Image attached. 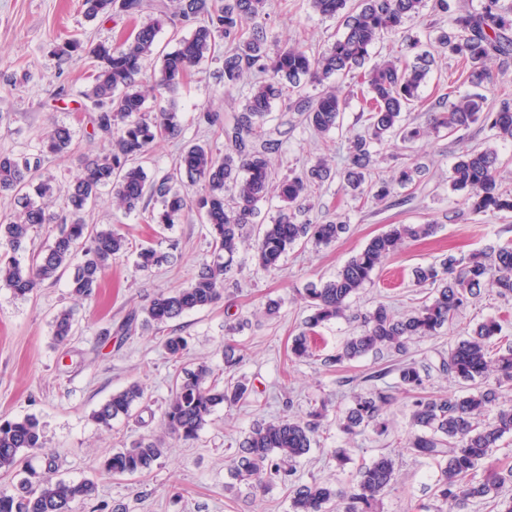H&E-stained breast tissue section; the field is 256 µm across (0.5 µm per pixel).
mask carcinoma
Instances as JSON below:
<instances>
[{
  "mask_svg": "<svg viewBox=\"0 0 512 512\" xmlns=\"http://www.w3.org/2000/svg\"><path fill=\"white\" fill-rule=\"evenodd\" d=\"M310 8L334 18L341 34L323 50L296 42L274 49L265 26L268 0H175L174 15L191 28L179 47L165 53L158 49L160 23H142L119 43L99 42L89 48L98 62L93 85L85 93L91 102L93 134L99 137L97 152L83 156L81 172L60 184L42 174L47 155L62 154L72 143V131L55 125L37 154H0V191L13 194L20 211L0 217V287L26 297L41 285L67 276L71 295L80 299L94 296L101 288V272L131 251L129 240L118 230L85 223L86 207L103 190L125 213L149 211V222L171 230L195 211L208 226L212 259L202 264L190 284L155 296L144 308L145 322L164 333L161 344L168 358L178 363L188 349L187 337L170 326L183 314L209 308L224 295V288L237 271L241 246L248 245L254 265L265 272L281 268L288 252L300 243L329 246L347 232V224L333 220L301 221L304 201L314 189L340 180L341 188L357 202L372 197L382 201L400 189L416 185L422 167L405 165L389 179L370 180L375 147L398 141L411 149L430 133L451 132L481 122L496 137L512 141V100L504 98L498 107L488 105L484 93L492 81L488 62L512 53V3L483 0L478 8L461 5L450 10L448 0H434L437 13H452L449 27H428L426 40L404 33L407 21L419 16L424 0H308ZM85 15L120 14L131 19L148 8L146 0H83ZM403 35L413 56L392 57L370 63L374 46L387 38ZM225 47L220 79L224 89L240 88L244 74L260 80L242 90L241 111L224 120L204 109L198 124L218 127L224 136V153L215 152L208 142H189L172 172L149 178L142 162L159 140L175 138L182 132L180 113L165 102L201 62ZM456 58L462 66L459 79L473 91L447 104L445 96L423 102L425 84L435 56L430 48ZM82 50L80 42L65 39L54 53L67 64ZM161 61V75L148 74L149 65ZM350 78L360 86L367 112L364 132L349 139L341 169L319 158L300 173L278 180L271 156L286 152L288 131L266 128L276 102L298 113L303 123L319 134L341 126L346 101L343 88L330 80ZM323 86L316 96L301 92L302 81ZM153 100L154 107L147 106ZM419 108L429 114L430 127L403 122L402 114ZM499 157L491 147L465 150L452 168L451 187L463 191L476 213L512 212V195L498 181ZM288 203L268 224H256L258 204L272 192ZM64 196L65 211L50 210V202ZM159 207H150V204ZM42 224L57 225L51 243L33 248L31 232ZM434 224H393L374 236L365 248L350 258L336 275L305 288L312 313L305 320L308 332L346 317L349 303L372 280L374 270L406 241H417L435 233ZM28 254V263L19 256ZM151 246L137 252L135 266L149 271L167 260ZM415 285L430 289V296L410 313L396 316L383 303L364 317L360 333L348 337L336 354L324 359L331 366L388 350L404 355L415 336H438L451 324L455 314L470 299L490 286L501 295L512 294V244L498 248L492 259L481 253L467 257L448 255L440 261L412 271ZM74 312L59 310L53 318L55 343L66 344L74 335ZM242 321L224 322V371L244 361L233 343ZM501 323L489 318L467 337L455 342L442 359L439 371L454 378L462 393L454 396H420L425 375L421 365L401 359L392 368L378 370L365 380H381L396 373L393 385L352 395L350 406L336 412V427L348 436L367 430L383 434L387 424L383 413L395 400V391L413 395L409 430L403 448L416 458L430 460L439 469L433 488L437 505L416 504L412 512H474V507L494 503V512H512V468L478 470L512 435V403L502 400V388L512 384V345L500 344ZM296 360L316 356L307 332L294 337L290 346ZM222 373L205 364L184 368L175 377L171 395L162 412L169 437L183 443L198 438L212 421L216 409L233 406L249 398L252 388L242 380L221 381ZM149 400L145 388L133 382L112 394L91 418L100 427L112 428V421L131 417L133 407ZM325 408H313L306 417L287 413L274 421L256 423L229 458L236 480L257 491L280 484L288 488L290 512H379L383 496L397 482L395 459L386 453L357 468L346 485L304 482L297 476L298 465L317 444L324 428ZM164 441L143 436L130 447L114 452L102 468L114 476H135L152 469L164 454ZM41 455L44 468L32 467L29 456ZM55 456L46 450L40 420L27 415L0 421V474L21 476L10 488L0 486V512H76L90 500L95 484L89 479L65 480L54 477Z\"/></svg>",
  "mask_w": 512,
  "mask_h": 512,
  "instance_id": "cac0c4a2",
  "label": "carcinoma"
}]
</instances>
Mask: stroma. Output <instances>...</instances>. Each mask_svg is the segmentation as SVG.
Wrapping results in <instances>:
<instances>
[{"instance_id": "obj_1", "label": "stroma", "mask_w": 512, "mask_h": 512, "mask_svg": "<svg viewBox=\"0 0 512 512\" xmlns=\"http://www.w3.org/2000/svg\"><path fill=\"white\" fill-rule=\"evenodd\" d=\"M268 11L266 28L272 44L300 40L323 48L336 37L335 21L313 12L307 0H270ZM132 28V22L122 16L87 20L81 0H0V154L36 152L48 129L57 123L68 124L74 130L70 153L50 157L43 173L61 183L71 181L79 172L80 158L95 149L89 114L84 110L85 94L93 83V61L85 57L76 64L59 66L53 44L60 36H72L87 45L112 41L128 35ZM218 66V61H204L173 93L182 132L150 151L144 162L148 176L159 177L172 170L188 142L205 140L223 148V137L196 121L204 108L227 117L242 108L240 92L224 91L216 82ZM267 126L288 133L287 153L273 162L283 176L324 155L334 166H342L347 139L363 131L364 121L358 102L349 101L341 129L323 137L279 103ZM475 145L497 150L501 187L512 192V141L497 139L489 127L476 123L466 130L430 135L413 152L392 142L378 147L372 179L390 177L411 162L425 166L426 174L413 186L410 200L396 196L383 203L361 204L344 196L336 182L312 192L307 199L308 218L315 221L338 215L348 224L347 233L335 243L296 246L275 273L257 270L248 250H241L236 282L225 288L223 300L185 314L177 325L189 338L186 361H204L220 369L224 366L226 315L247 317V325L234 336L247 358L234 376L252 385L254 393L247 402L218 408L196 441L168 449L150 473L136 477H112L101 463L140 436L163 435L161 412L176 372L175 363L159 344L158 333L139 314L157 294L190 283L200 264L211 258L210 237L197 214L161 235L149 226L146 213L123 214L113 208L109 195H102L85 211L86 223L114 225L133 246H154L171 253L172 260L146 273L137 270L133 257H126L105 270L95 297L78 303L71 302L64 278L45 284L26 299L0 288V418L37 416L48 448L57 455L56 477L95 483L93 503L80 506L78 512H92L97 501L121 506L124 512H289L287 488L276 485L252 494L231 476L225 456L258 420L279 417L284 411L301 416L323 402L332 413L345 409L354 391L370 390L366 375L396 361L395 354L386 351L337 368L317 360L290 363L288 348L303 331L310 313L303 298L306 285L334 277L389 225L430 223L437 227L432 237L404 243L373 272L371 283L352 298L347 318L319 328L313 341L322 353L332 354L347 336L360 330L364 315L377 304L388 305L398 315L420 304L427 290L411 283V271L417 265L450 253L489 255L512 241V213L472 212L463 194L451 188L453 164L467 147ZM270 299L281 303L273 315L265 310ZM70 304L76 310L78 331L67 346L59 347L52 339L51 321L60 308ZM488 318L499 319L502 337L512 340V295L483 289L441 335L410 341L409 358L430 369L424 395L460 394L458 382L439 373L438 365L451 345ZM134 381L146 387L148 407L113 421L108 430L91 421L94 409ZM410 404V395H398L387 411L389 428L383 435L369 431L350 438L336 426L324 429L317 446L298 467L301 479L345 483L358 464L384 452L396 460L398 482L383 498L381 512H407L412 504L429 503L438 476L436 465L415 460L401 448ZM338 447L350 449L353 458L342 470L327 457L328 449Z\"/></svg>"}]
</instances>
